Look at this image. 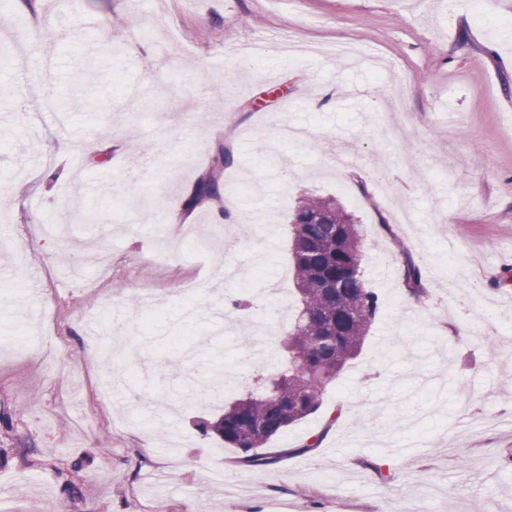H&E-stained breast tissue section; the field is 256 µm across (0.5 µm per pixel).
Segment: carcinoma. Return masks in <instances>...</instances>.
Listing matches in <instances>:
<instances>
[{
  "mask_svg": "<svg viewBox=\"0 0 512 512\" xmlns=\"http://www.w3.org/2000/svg\"><path fill=\"white\" fill-rule=\"evenodd\" d=\"M234 163L233 148L218 146L211 166ZM226 184L199 176L183 210L217 207L225 212ZM291 265L299 307L288 326V373L279 378L253 376L248 392L224 406V414L201 425L214 433L240 462L267 468L290 456H308L321 446L326 431L308 437L296 448L260 451L289 425L316 413L323 394L345 364L363 347L379 314L377 296L363 283V235L355 214L334 197L308 195L296 202L291 218ZM403 282L416 299L428 295L419 262L403 251ZM358 316L339 319L349 307Z\"/></svg>",
  "mask_w": 512,
  "mask_h": 512,
  "instance_id": "cac0c4a2",
  "label": "carcinoma"
}]
</instances>
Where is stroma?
<instances>
[{"label":"stroma","instance_id":"1","mask_svg":"<svg viewBox=\"0 0 512 512\" xmlns=\"http://www.w3.org/2000/svg\"><path fill=\"white\" fill-rule=\"evenodd\" d=\"M289 38L361 53L291 60ZM47 51L49 82H22L14 58ZM0 53V512H398L435 485V512H512V294L494 284L512 266V0H36L0 15ZM219 142L231 222L182 211ZM308 194L364 224L381 315L321 408L265 446L323 430L317 453L251 468L197 423L247 373L288 367L268 328L294 304L263 290L293 287L289 215ZM87 207L97 223L73 222ZM189 224L208 247L144 261ZM89 245L112 254L97 288L94 266L61 264ZM231 297L253 306L227 315ZM91 346L136 400L99 390ZM403 255V282L408 294L416 299L428 295V289L422 280L419 262L407 251Z\"/></svg>","mask_w":512,"mask_h":512}]
</instances>
